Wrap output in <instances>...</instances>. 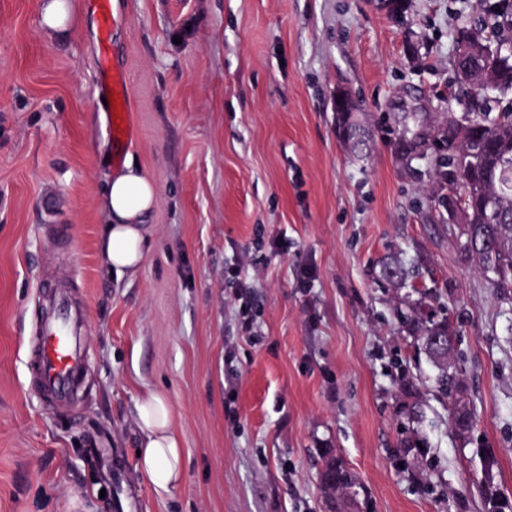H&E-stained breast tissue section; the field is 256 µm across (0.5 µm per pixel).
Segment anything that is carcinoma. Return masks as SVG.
<instances>
[{
  "label": "carcinoma",
  "instance_id": "obj_1",
  "mask_svg": "<svg viewBox=\"0 0 512 512\" xmlns=\"http://www.w3.org/2000/svg\"><path fill=\"white\" fill-rule=\"evenodd\" d=\"M465 37L492 47L502 41L512 43V7L507 5L486 13L477 23L460 30L457 41ZM488 69H505L512 73V65L493 52L485 56L458 55L454 61L453 79H458L465 70L475 74ZM465 87L468 95L463 101L462 115L433 130V137L443 144V152L435 157L434 166L450 178V185L461 187L470 198L469 222L452 232L459 248L476 258L499 293L509 296L512 294V106L496 112L493 103L497 102L496 94L512 90V85L487 89L473 81ZM450 125L456 126L461 133L457 144L443 137L444 130ZM346 132L355 140L357 154L367 151L369 135L361 123L349 124ZM382 276L402 286L412 277V270L392 258L382 266ZM397 317L410 326L418 345L439 367L437 382L448 398L453 427L460 436L468 437L473 428L472 412L460 395L454 375L448 371V358L436 354L430 346L432 337L446 336L450 349H455L450 327L445 322L426 317L415 307L409 313L397 310ZM476 456L481 465L478 483L486 512H495L497 503L508 501L495 483L498 458L490 448L476 449ZM323 486L328 494L344 495L354 503L361 489L356 474L333 456L325 461Z\"/></svg>",
  "mask_w": 512,
  "mask_h": 512
}]
</instances>
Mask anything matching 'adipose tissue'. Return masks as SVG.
<instances>
[{
	"instance_id": "1",
	"label": "adipose tissue",
	"mask_w": 512,
	"mask_h": 512,
	"mask_svg": "<svg viewBox=\"0 0 512 512\" xmlns=\"http://www.w3.org/2000/svg\"><path fill=\"white\" fill-rule=\"evenodd\" d=\"M154 203L152 183L135 169L116 173L109 181L102 200L107 222L100 240L108 272L122 276L137 271L150 246L144 220ZM135 408L140 431L137 469L156 492H169L183 470V452L169 400L162 392L148 390L140 395Z\"/></svg>"
}]
</instances>
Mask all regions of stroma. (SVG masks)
<instances>
[{"instance_id": "stroma-1", "label": "stroma", "mask_w": 512, "mask_h": 512, "mask_svg": "<svg viewBox=\"0 0 512 512\" xmlns=\"http://www.w3.org/2000/svg\"><path fill=\"white\" fill-rule=\"evenodd\" d=\"M44 0H0V512H112L88 457L113 452L137 512H331L325 452L358 476L345 512H485L476 449L512 499V303L451 234L411 131L460 113L454 31L481 0H112L134 136L113 142L95 94L97 16L41 24ZM362 104L356 157L332 101ZM132 159L155 189L134 275L102 269L101 197ZM419 270L396 288L390 256ZM90 319L84 402L56 416L29 388L27 342L49 273ZM251 285L237 296V279ZM457 331L475 419L457 437L438 369L397 309ZM166 394L183 476L137 472L135 402Z\"/></svg>"}]
</instances>
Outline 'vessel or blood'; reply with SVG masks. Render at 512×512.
Listing matches in <instances>:
<instances>
[{
    "instance_id": "1",
    "label": "vessel or blood",
    "mask_w": 512,
    "mask_h": 512,
    "mask_svg": "<svg viewBox=\"0 0 512 512\" xmlns=\"http://www.w3.org/2000/svg\"><path fill=\"white\" fill-rule=\"evenodd\" d=\"M95 92L101 99L116 93L121 115L109 119L108 127L114 139L128 136L126 73L110 68L108 61H101ZM39 301L42 314L34 327L27 361L30 381L49 410L73 414L84 393L83 376L88 365L82 343L89 327L87 312L74 305L69 280L65 277L42 285Z\"/></svg>"
}]
</instances>
